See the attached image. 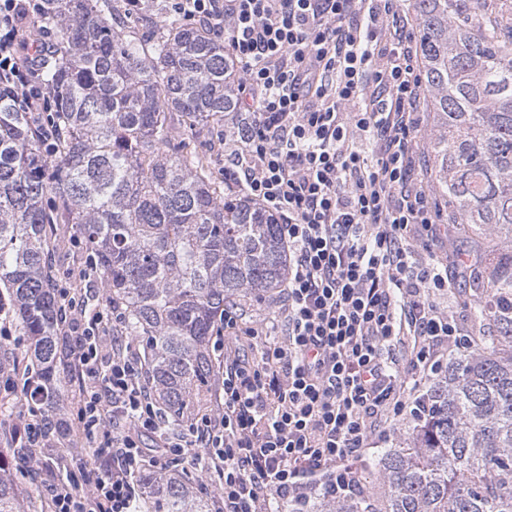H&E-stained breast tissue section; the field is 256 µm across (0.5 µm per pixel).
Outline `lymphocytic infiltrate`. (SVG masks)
I'll return each instance as SVG.
<instances>
[{
	"label": "lymphocytic infiltrate",
	"instance_id": "lymphocytic-infiltrate-1",
	"mask_svg": "<svg viewBox=\"0 0 512 512\" xmlns=\"http://www.w3.org/2000/svg\"><path fill=\"white\" fill-rule=\"evenodd\" d=\"M49 10V0H0V97L30 114L52 155ZM165 12L209 30L239 65L245 116L226 132L238 160L224 183L281 220L287 341L249 328L248 351L224 352L223 409L191 418L175 441L138 382L137 342L124 337L119 307L94 311L60 289L73 429L86 456L108 453L112 464L47 484L51 512H134L136 477L169 455L218 479L221 512H283L316 487L354 491V461L439 372L442 348L476 342L465 315L429 300L448 287L447 266L416 257L433 246L441 212L414 182V29L400 0H165ZM106 321L112 349L100 337ZM408 335L405 380L396 350Z\"/></svg>",
	"mask_w": 512,
	"mask_h": 512
}]
</instances>
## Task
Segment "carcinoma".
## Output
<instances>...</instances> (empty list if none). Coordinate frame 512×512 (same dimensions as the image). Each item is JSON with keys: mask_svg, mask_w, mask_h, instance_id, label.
Returning <instances> with one entry per match:
<instances>
[{"mask_svg": "<svg viewBox=\"0 0 512 512\" xmlns=\"http://www.w3.org/2000/svg\"><path fill=\"white\" fill-rule=\"evenodd\" d=\"M106 9L108 0H53L65 43L44 73L58 102L56 155L42 152L29 113L0 100V307L27 338L16 357L46 391L53 435L63 399L46 225L77 226L175 422L208 390L226 304L273 292L288 273L276 214L164 150L175 117L203 126L241 111L235 59L179 18L143 43ZM414 9L431 177L454 236L470 243L461 273L474 288L472 316L494 334L429 381L412 429L374 463L383 493L324 496L306 512H512V0H414ZM141 484L138 512H213L176 477ZM0 512H22L2 458Z\"/></svg>", "mask_w": 512, "mask_h": 512, "instance_id": "cac0c4a2", "label": "carcinoma"}]
</instances>
